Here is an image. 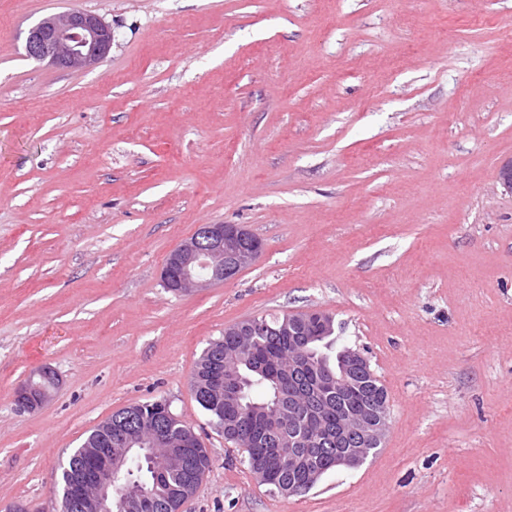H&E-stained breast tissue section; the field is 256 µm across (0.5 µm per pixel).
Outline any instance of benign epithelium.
Listing matches in <instances>:
<instances>
[{
    "label": "benign epithelium",
    "instance_id": "benign-epithelium-1",
    "mask_svg": "<svg viewBox=\"0 0 512 512\" xmlns=\"http://www.w3.org/2000/svg\"><path fill=\"white\" fill-rule=\"evenodd\" d=\"M28 57L68 70L88 68L104 58L112 48V29L102 18L79 9L54 14L34 24L24 45ZM250 232L239 224H202L194 235L169 255L162 272L164 287L183 292L208 288L233 279L260 255V251L244 246ZM241 329L247 333L286 336L300 349V361L316 366L320 379L314 386L294 391L290 385L298 377L299 364L291 363L281 372L280 392L271 408L246 410L252 422L263 426L273 422L277 438L265 449L267 457L288 471V482L277 486L283 496H294L316 486L328 472L314 464L317 449L313 444L322 435L323 410L327 389L340 394L351 389L360 378L373 379V371L360 351L346 348L336 354V363L321 353L329 332L316 335L308 320L290 315L271 327L254 317ZM56 386V376L49 368L38 372V379H29L16 392V401L23 408L44 404ZM219 401L224 412L233 418L214 427L231 438H239L236 414L242 410V378L231 368L221 375ZM309 405L308 426L288 424L303 405ZM385 406L373 410L348 413L336 428V440L343 448L331 457L334 469H355L378 446L387 427ZM109 437L106 448H86L82 477L71 496L63 500L65 512H140L144 486L129 477L131 465L146 460L155 472L179 471L187 466L190 446L201 442L194 429L186 425L165 430L158 423L149 427L132 425L112 435V421L101 423Z\"/></svg>",
    "mask_w": 512,
    "mask_h": 512
}]
</instances>
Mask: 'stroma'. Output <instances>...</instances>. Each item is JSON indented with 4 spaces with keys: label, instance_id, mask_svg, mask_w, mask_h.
Instances as JSON below:
<instances>
[{
    "label": "stroma",
    "instance_id": "1",
    "mask_svg": "<svg viewBox=\"0 0 512 512\" xmlns=\"http://www.w3.org/2000/svg\"><path fill=\"white\" fill-rule=\"evenodd\" d=\"M72 8L94 66L27 57ZM512 0H0V512L167 399L211 452L184 512H512ZM202 224L263 243L232 280L161 273ZM332 315L388 427L302 495L259 484L190 386L225 328ZM58 379L28 411L17 389ZM28 57L68 70L91 67L112 48V29L102 18L72 9L34 24L24 45Z\"/></svg>",
    "mask_w": 512,
    "mask_h": 512
}]
</instances>
